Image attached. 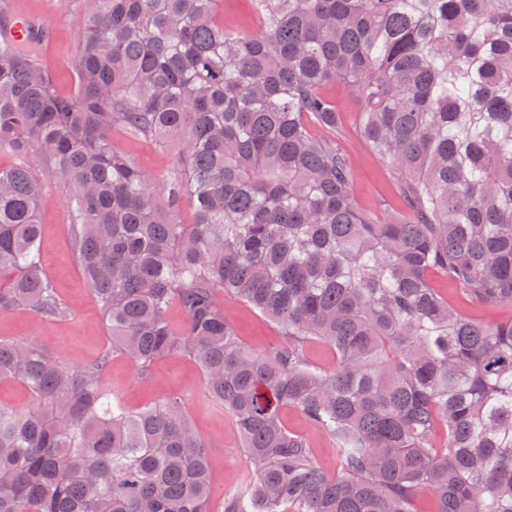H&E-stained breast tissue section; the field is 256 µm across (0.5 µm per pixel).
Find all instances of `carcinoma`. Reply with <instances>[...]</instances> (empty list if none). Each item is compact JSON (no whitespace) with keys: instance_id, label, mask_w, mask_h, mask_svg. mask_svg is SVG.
I'll return each mask as SVG.
<instances>
[{"instance_id":"1","label":"carcinoma","mask_w":512,"mask_h":512,"mask_svg":"<svg viewBox=\"0 0 512 512\" xmlns=\"http://www.w3.org/2000/svg\"><path fill=\"white\" fill-rule=\"evenodd\" d=\"M221 0H82L75 89L39 40L0 14V310L70 316L43 273L41 181L65 189L67 233L110 333L92 364L0 340V512H208L210 465L181 399L129 411L104 379L182 354L244 441L246 482L224 512H512V0H252L262 25L231 32ZM364 103L365 140L407 203L360 210L322 88ZM170 148L165 176L115 131ZM190 201L194 222L180 220ZM233 296L282 329L247 351ZM183 329L167 318L171 303ZM329 347L335 366L307 358ZM292 407L323 430L319 468ZM435 285L443 296L448 297V300L455 303L464 314L472 318L485 322L507 321L512 318V308L509 306H471L464 301L455 289L442 277L436 278ZM0 402L15 408H24L30 404L26 391L15 382H0ZM283 419L289 429L305 435L314 450L317 463L328 474L336 473V457L325 433L313 427L297 410L284 408Z\"/></svg>"}]
</instances>
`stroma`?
<instances>
[{
	"label": "stroma",
	"instance_id": "1",
	"mask_svg": "<svg viewBox=\"0 0 512 512\" xmlns=\"http://www.w3.org/2000/svg\"><path fill=\"white\" fill-rule=\"evenodd\" d=\"M9 4L12 10L51 20L53 51L45 66L59 89L71 93L75 82L73 62L85 22L83 8L66 10L59 0H9ZM324 93L335 102L340 114L336 141L347 152L355 173L351 193L356 205L385 219L404 212L406 203L386 162L361 132L362 102L340 81L326 86ZM114 141L146 173L161 176L174 165L172 150L127 137L119 131L115 132ZM39 222L43 226L42 269L71 314L64 320H42L28 310L0 311V339L36 344L76 365L94 362L108 344L109 335L67 235L69 213L65 191L48 181L42 184ZM224 313L241 344L251 352H266L281 337L278 325L235 297H225ZM105 381L114 400L132 410L149 406L165 394L182 398L188 419L209 452L208 510L224 512L225 489L242 483L250 473V464L234 421L209 396L199 365L189 357L169 355L157 361L150 374L144 375L129 358L116 355L106 369ZM282 416L289 429L309 439L319 466L326 473H335L336 457L327 435L295 409H283Z\"/></svg>",
	"mask_w": 512,
	"mask_h": 512
}]
</instances>
